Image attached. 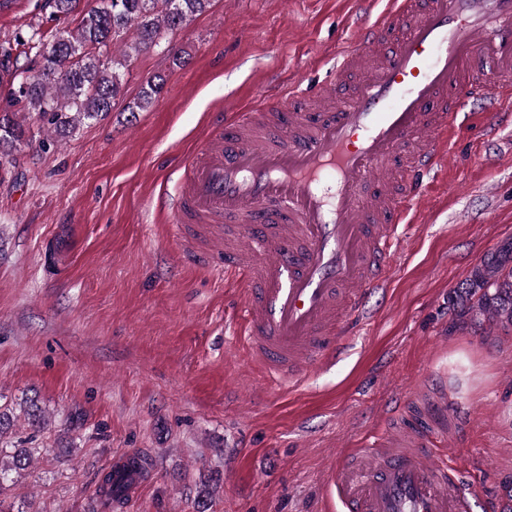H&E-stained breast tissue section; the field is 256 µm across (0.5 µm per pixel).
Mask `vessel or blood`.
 <instances>
[{"instance_id": "b4317fda", "label": "vessel or blood", "mask_w": 512, "mask_h": 512, "mask_svg": "<svg viewBox=\"0 0 512 512\" xmlns=\"http://www.w3.org/2000/svg\"><path fill=\"white\" fill-rule=\"evenodd\" d=\"M318 104L218 117L166 209L181 253L244 288L249 353L299 382L331 362L384 287L396 231L446 166L466 104L512 117V0H388L336 56ZM471 416L421 390L380 433L341 453V512H472L436 454Z\"/></svg>"}]
</instances>
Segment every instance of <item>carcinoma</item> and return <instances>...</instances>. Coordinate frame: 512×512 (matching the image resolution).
Instances as JSON below:
<instances>
[{"mask_svg":"<svg viewBox=\"0 0 512 512\" xmlns=\"http://www.w3.org/2000/svg\"><path fill=\"white\" fill-rule=\"evenodd\" d=\"M81 0H47L51 16L57 20L76 17L72 29L47 35L38 28L28 38L15 37L14 42L0 45V68L8 71L12 59L35 52L39 58L36 71L15 68L27 75L19 85L24 109L51 125L48 133L66 136L77 124L112 111V105L123 90L120 70L128 67L133 55L172 43V37L186 28L194 17L203 13L211 0H97L94 6L80 7ZM133 31V41L117 54L114 38ZM163 87L159 75L149 77L142 90L126 110L149 109ZM23 133L10 112L0 113V164L13 163L11 149L21 141ZM512 326V245L506 243L491 256L475 265L459 286L455 323H478ZM30 456L24 449L12 455V461L0 465V491L10 481V472L25 470ZM150 463L141 454H132L123 462L99 475L96 494L107 507L122 508L130 486L116 475L148 474Z\"/></svg>","mask_w":512,"mask_h":512,"instance_id":"1","label":"carcinoma"}]
</instances>
